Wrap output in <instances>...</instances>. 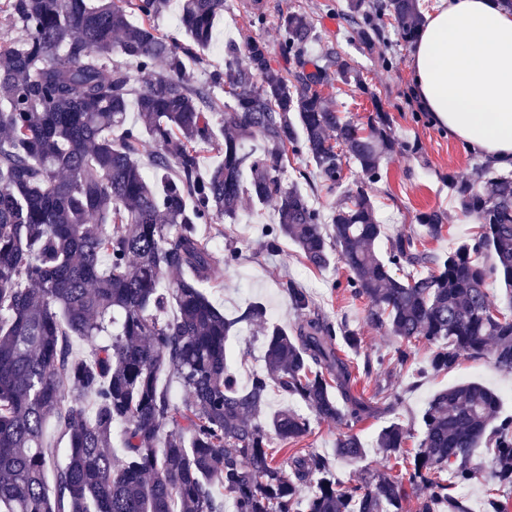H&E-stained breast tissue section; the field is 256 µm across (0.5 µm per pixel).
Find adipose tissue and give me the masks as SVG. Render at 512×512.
<instances>
[{"instance_id":"adipose-tissue-1","label":"adipose tissue","mask_w":512,"mask_h":512,"mask_svg":"<svg viewBox=\"0 0 512 512\" xmlns=\"http://www.w3.org/2000/svg\"><path fill=\"white\" fill-rule=\"evenodd\" d=\"M413 82L434 124L512 169V13L497 0H448L420 33Z\"/></svg>"}]
</instances>
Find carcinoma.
<instances>
[{
    "label": "carcinoma",
    "mask_w": 512,
    "mask_h": 512,
    "mask_svg": "<svg viewBox=\"0 0 512 512\" xmlns=\"http://www.w3.org/2000/svg\"><path fill=\"white\" fill-rule=\"evenodd\" d=\"M168 0H3L0 11L23 31L0 46V512H469L449 493L485 480L512 488V415L479 382L450 386L429 400L422 437L405 455L407 428L392 421L377 445L401 465L397 478L372 475L341 485L329 458L304 448L282 457L274 441L297 445L310 416L346 432L336 459L360 460L354 427L377 406L352 393L359 333L328 319L310 293L286 283L296 314L284 328L260 303L229 319L208 289L240 257H216L203 224L238 218L239 206L274 207L264 246L291 241L307 265L345 270L333 284L368 302V322L400 344L374 368L411 370L409 345L431 349L428 370L455 368L461 357L491 358L512 372V174L481 166L454 180L455 204L478 230L438 255L399 233L385 254L383 225L368 187L383 163L401 153L390 119L361 126L328 103L322 88L338 78L363 83L342 48L310 59L313 28L300 11L278 19L281 57L265 40L224 44V69L194 83L187 61L211 42L224 0H182L179 29L155 20ZM352 39L373 43L393 26L397 43L414 42L418 0H347ZM123 57L143 73L163 72L142 87ZM137 120L128 121L130 106ZM222 154L202 170L200 147ZM312 172L288 175V154ZM352 163L359 181L343 186ZM316 176L343 188L326 214L298 180ZM431 239L445 213L417 215ZM427 274H421V270ZM503 282L507 304L492 302L488 281ZM264 339V367L241 388L228 368L226 342L242 326ZM83 341L84 355L74 352ZM171 376L188 400H174ZM302 403L262 414L270 391ZM53 422L63 457L43 442ZM124 458L113 462L114 431ZM491 449L485 472L476 450ZM54 491H49L47 477ZM316 480L308 497L303 488Z\"/></svg>",
    "instance_id": "cac0c4a2"
}]
</instances>
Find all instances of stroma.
<instances>
[{
  "mask_svg": "<svg viewBox=\"0 0 512 512\" xmlns=\"http://www.w3.org/2000/svg\"><path fill=\"white\" fill-rule=\"evenodd\" d=\"M345 3L346 0H225L224 14L215 22L212 43L190 64L194 78L202 80L205 72L223 68L224 44L229 40L245 42L259 37L268 43L272 56H279L277 20L280 13L291 8L306 13L317 36L310 46V56L318 58L332 48H343L355 58L372 89L367 96L355 84L335 80L325 87V96L363 125L375 112L387 113L395 138L405 147L402 155L388 162L382 179L370 189L377 219L385 231L378 243L379 251H386L398 233L423 235L424 230L415 216L434 208L444 211L448 221L442 237L427 241L426 246L435 253H447L477 229L475 219L455 206L448 181L471 175L483 158L466 150L447 130L433 123L413 91L412 49L397 45L394 29H387L384 38L374 41L368 51H360L356 44L348 41V25L343 14ZM257 7L265 15L260 26L252 20V12ZM276 218L273 207L254 210L245 204L236 223L204 225L203 230L216 252H223L228 244L241 251L238 263L225 269L222 282L209 291L212 301L223 309L225 316H236L247 304L259 302L265 306L268 318L282 326H291L295 313L284 286L293 280L307 289L329 319L346 322L359 332L362 354L374 357L396 345V338L388 330L368 325L366 300L334 289V282L344 276L340 265L309 268L301 262L296 247L288 240L282 241L280 251L273 254L262 248L260 231L263 225L275 223ZM227 347L230 365L240 386H247L252 374L263 366L260 335L255 328L241 327L230 336ZM376 379L390 391L399 393L400 400L392 411L376 413L358 426L357 433L365 448L364 459L355 465L340 461L335 464L337 478L347 485L366 474L384 473L392 467V460L375 445L378 431L397 421L410 428L413 434H420L424 407L438 391L473 381L498 392L512 386V373L498 369L488 358H460L450 372L428 377L413 386L399 373L382 371Z\"/></svg>",
  "mask_w": 512,
  "mask_h": 512,
  "instance_id": "1",
  "label": "stroma"
}]
</instances>
